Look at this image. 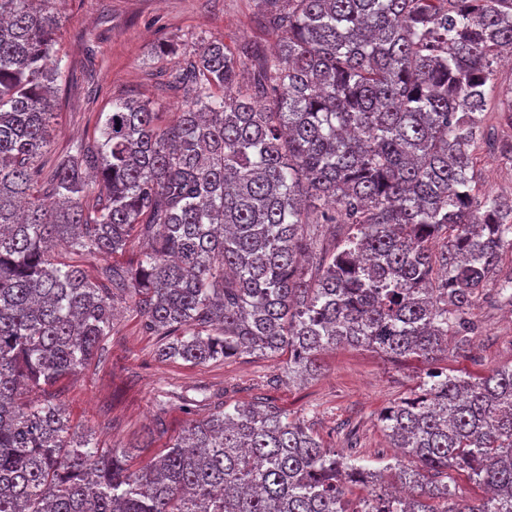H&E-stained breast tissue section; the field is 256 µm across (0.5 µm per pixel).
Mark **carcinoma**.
I'll return each instance as SVG.
<instances>
[{
    "label": "carcinoma",
    "instance_id": "carcinoma-1",
    "mask_svg": "<svg viewBox=\"0 0 512 512\" xmlns=\"http://www.w3.org/2000/svg\"><path fill=\"white\" fill-rule=\"evenodd\" d=\"M52 2L0 0V512H512V366L438 370L385 409L399 494L270 403L222 405L135 468L50 392L117 294L164 360L286 351L309 376L341 344L432 363L486 288L512 304V195L480 192L473 155L512 0H257L273 52L204 40L170 74L177 119L115 100L57 156ZM136 241L94 276L57 252ZM452 471L487 496L456 499ZM348 484L368 489L350 511Z\"/></svg>",
    "mask_w": 512,
    "mask_h": 512
}]
</instances>
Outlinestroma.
I'll use <instances>...</instances> for the list:
<instances>
[{"label": "stroma", "mask_w": 512, "mask_h": 512, "mask_svg": "<svg viewBox=\"0 0 512 512\" xmlns=\"http://www.w3.org/2000/svg\"><path fill=\"white\" fill-rule=\"evenodd\" d=\"M56 9L66 78L57 85L59 119L50 127L54 154L92 135L98 113L110 111L116 98L149 97L163 122L172 121L183 100L164 86L163 76L201 40L267 51L274 42L258 21L255 0H58ZM163 44L172 45L174 55L155 56ZM476 169L484 191L512 193L511 156L479 145ZM468 316L477 334L465 343L449 337V351L436 364L393 362L366 347L341 346L321 355L315 375L300 377L289 373L284 355L205 364L161 359L158 337L143 332L139 314L119 296L110 335L76 379L56 385V402L77 431L100 447L131 449L140 466L220 403L263 398L303 422L326 447L345 448L346 432L355 430L361 464L379 470L395 456L379 416L417 392L430 367L468 377L512 365V308L483 296Z\"/></svg>", "instance_id": "stroma-1"}]
</instances>
